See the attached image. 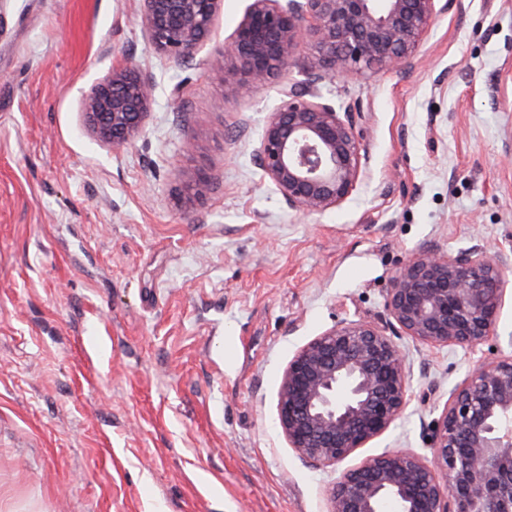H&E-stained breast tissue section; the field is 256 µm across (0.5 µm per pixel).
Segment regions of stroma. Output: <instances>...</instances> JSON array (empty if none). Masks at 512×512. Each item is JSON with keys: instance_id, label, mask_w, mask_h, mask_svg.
<instances>
[{"instance_id": "stroma-1", "label": "stroma", "mask_w": 512, "mask_h": 512, "mask_svg": "<svg viewBox=\"0 0 512 512\" xmlns=\"http://www.w3.org/2000/svg\"><path fill=\"white\" fill-rule=\"evenodd\" d=\"M246 5L224 0L185 60L152 48L140 0H0V512H324L357 460L431 457L449 389L512 354L509 287L481 345L400 337L411 400L355 456L289 448L277 393L304 344L390 329L387 290L422 248L512 255V0H453L409 65L330 84L361 106L368 162L321 214L257 164L276 87L236 98L209 68ZM128 58L153 100L115 150L84 101Z\"/></svg>"}]
</instances>
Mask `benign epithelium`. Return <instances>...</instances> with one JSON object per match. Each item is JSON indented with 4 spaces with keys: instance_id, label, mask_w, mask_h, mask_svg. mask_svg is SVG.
Here are the masks:
<instances>
[{
    "instance_id": "7a95c632",
    "label": "benign epithelium",
    "mask_w": 512,
    "mask_h": 512,
    "mask_svg": "<svg viewBox=\"0 0 512 512\" xmlns=\"http://www.w3.org/2000/svg\"><path fill=\"white\" fill-rule=\"evenodd\" d=\"M154 50L189 58L210 37L222 0H141ZM451 0H250L216 63L224 92L274 84L258 165L290 209L341 206L365 174L357 103L337 105L320 84L413 60ZM298 69L305 80L295 81ZM153 84L128 59L84 103L95 136L121 148L151 111ZM508 256L473 245L455 255L418 251L392 280L386 308L403 335L428 346L473 348L494 334ZM405 349L378 326L343 321L302 346L278 391V421L303 460L332 466L383 435L410 401ZM434 465L384 451L343 471L326 512H512V356L480 363L448 393L432 435Z\"/></svg>"
}]
</instances>
